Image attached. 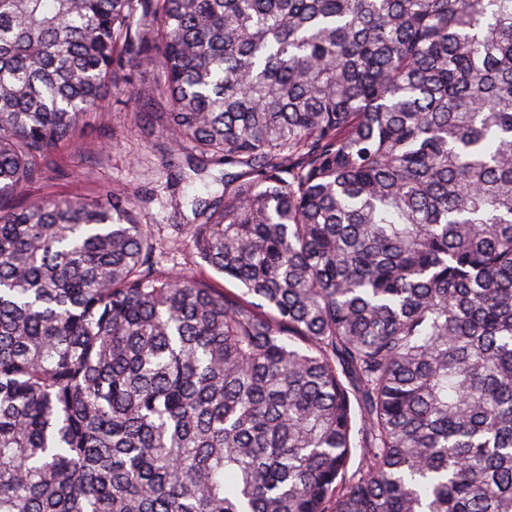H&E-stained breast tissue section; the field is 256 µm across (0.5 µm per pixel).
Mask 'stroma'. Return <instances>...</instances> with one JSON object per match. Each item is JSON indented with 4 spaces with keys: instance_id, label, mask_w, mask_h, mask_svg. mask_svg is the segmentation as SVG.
<instances>
[{
    "instance_id": "35a3bbf8",
    "label": "stroma",
    "mask_w": 512,
    "mask_h": 512,
    "mask_svg": "<svg viewBox=\"0 0 512 512\" xmlns=\"http://www.w3.org/2000/svg\"><path fill=\"white\" fill-rule=\"evenodd\" d=\"M158 79L156 66L135 68L132 94L106 97L97 111L89 113L74 141L54 157L42 182L15 195V205L119 189L137 196L141 223L159 227L162 241L175 240L174 225L195 221L194 197L222 194L224 168L212 165L194 172L187 148L168 159L167 135L156 117L163 106L146 98Z\"/></svg>"
}]
</instances>
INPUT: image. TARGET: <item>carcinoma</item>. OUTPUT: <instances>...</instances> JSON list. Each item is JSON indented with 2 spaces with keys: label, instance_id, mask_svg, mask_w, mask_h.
Returning a JSON list of instances; mask_svg holds the SVG:
<instances>
[{
  "label": "carcinoma",
  "instance_id": "carcinoma-1",
  "mask_svg": "<svg viewBox=\"0 0 512 512\" xmlns=\"http://www.w3.org/2000/svg\"><path fill=\"white\" fill-rule=\"evenodd\" d=\"M145 64L235 291L3 207ZM0 512H512V0H0Z\"/></svg>",
  "mask_w": 512,
  "mask_h": 512
}]
</instances>
